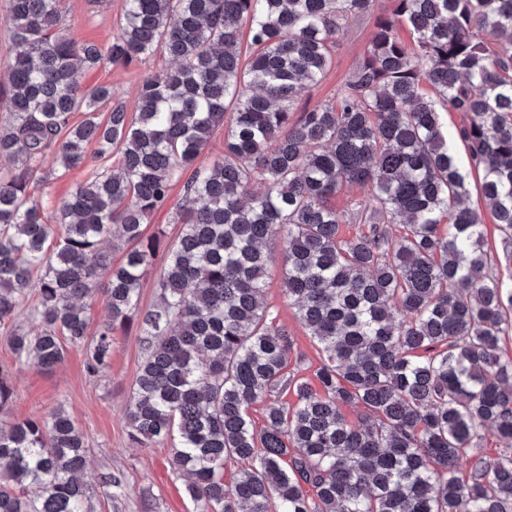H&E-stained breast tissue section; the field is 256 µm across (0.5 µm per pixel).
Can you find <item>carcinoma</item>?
<instances>
[{
    "label": "carcinoma",
    "mask_w": 512,
    "mask_h": 512,
    "mask_svg": "<svg viewBox=\"0 0 512 512\" xmlns=\"http://www.w3.org/2000/svg\"><path fill=\"white\" fill-rule=\"evenodd\" d=\"M374 3L124 0L103 48L60 34L61 0H11L0 325L31 300L42 332H10L16 360L49 371L65 344L85 346L97 376L114 330L137 322L148 354L130 438H178L172 465L197 512H512V359L499 347L512 295L482 250L439 116L466 117L457 136L511 245L512 0H394L336 100L296 113ZM244 27L258 46L247 61ZM160 50L175 67L142 81L132 115L112 87L76 81ZM219 128L224 156L197 165ZM91 144L116 163L49 207L45 157L56 155L60 179ZM181 180L191 206L175 212L179 236L144 237ZM348 184L371 196L339 211L331 199ZM114 237L131 246L117 266ZM271 240L288 305L319 347L317 389L287 375L293 341L263 300ZM160 253V301L143 310ZM102 283L108 316L91 334L79 301ZM288 389L296 402L269 408L256 430L250 407ZM12 399L0 366V512H91L83 432L59 409L7 420ZM489 427L494 456L480 448ZM228 461L239 469L227 483Z\"/></svg>",
    "instance_id": "carcinoma-1"
}]
</instances>
